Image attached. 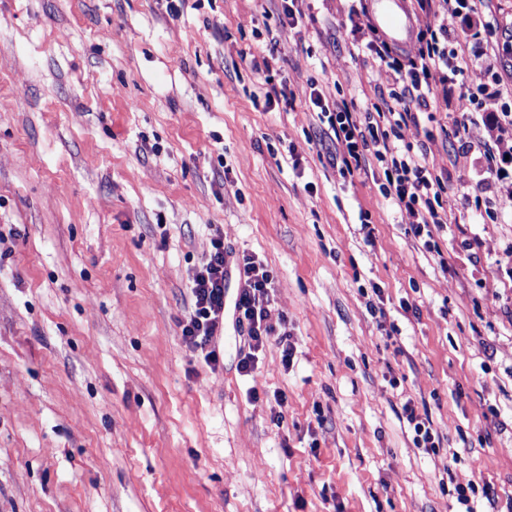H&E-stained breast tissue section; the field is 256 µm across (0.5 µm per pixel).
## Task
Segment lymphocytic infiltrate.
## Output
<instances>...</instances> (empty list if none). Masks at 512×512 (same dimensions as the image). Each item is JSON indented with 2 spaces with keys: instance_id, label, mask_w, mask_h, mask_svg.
<instances>
[{
  "instance_id": "obj_1",
  "label": "lymphocytic infiltrate",
  "mask_w": 512,
  "mask_h": 512,
  "mask_svg": "<svg viewBox=\"0 0 512 512\" xmlns=\"http://www.w3.org/2000/svg\"><path fill=\"white\" fill-rule=\"evenodd\" d=\"M423 16L416 33L415 53L352 26L347 39L353 53L371 59L377 71L389 73L391 81L375 86L374 101L366 108L363 122H356L348 104L330 106L318 82H311L308 103L316 110L321 135L328 140L326 158L343 181L353 182L369 173L379 184L383 199L409 219L414 238L431 253H440L437 242L448 224L445 196L448 184L428 162L434 134L421 127L424 114L437 91H452L458 75L471 59L482 60L478 80L461 92L466 111L458 121L455 136L462 149L472 142L483 148L485 165L481 182L494 194L486 214L490 219L512 211V85L502 76V59L512 54V42L497 36L499 20L494 0H417ZM262 59L250 66L262 74L266 84L267 110L291 105L294 94L277 68L273 36ZM419 128L423 138L407 141L405 132ZM212 249L196 269L190 282L191 312L182 321V338L188 349L202 353L205 363L219 367L221 358L213 339L224 320L227 252L221 236H214ZM240 288L234 300V315L248 336V350L238 363L241 376L255 378L257 354L270 336L283 342L284 357L292 350L287 335H276L267 322L273 278L265 265L252 255L237 265Z\"/></svg>"
}]
</instances>
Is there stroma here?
<instances>
[{"instance_id":"35a3bbf8","label":"stroma","mask_w":512,"mask_h":512,"mask_svg":"<svg viewBox=\"0 0 512 512\" xmlns=\"http://www.w3.org/2000/svg\"><path fill=\"white\" fill-rule=\"evenodd\" d=\"M274 8L0 0V512H456L450 480L512 512V222L459 181L484 164L446 134L465 103L431 108L436 257L372 175L343 182L306 104L315 78L359 120L390 80L345 48L347 0L277 31L295 99L254 105L240 54ZM217 233L272 273L293 345L270 337L253 382L233 313L218 369L181 336ZM404 412L408 423L413 425L416 445L419 448H437L440 437L433 429L431 421L428 418L419 419L408 403L404 406Z\"/></svg>"}]
</instances>
